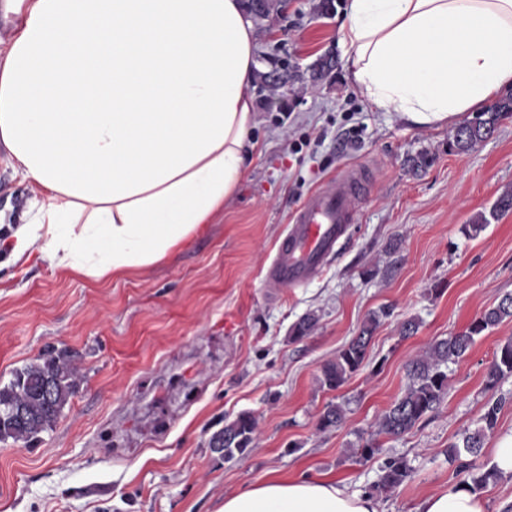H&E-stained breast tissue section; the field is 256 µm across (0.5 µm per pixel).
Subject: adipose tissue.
<instances>
[{
  "instance_id": "1",
  "label": "adipose tissue",
  "mask_w": 512,
  "mask_h": 512,
  "mask_svg": "<svg viewBox=\"0 0 512 512\" xmlns=\"http://www.w3.org/2000/svg\"><path fill=\"white\" fill-rule=\"evenodd\" d=\"M0 147L38 190L5 245L98 281L186 246L235 194L253 144L257 38L242 0H0ZM353 85L434 125L512 88V0H348ZM221 512H379L336 480L268 478ZM417 512H484L468 487Z\"/></svg>"
}]
</instances>
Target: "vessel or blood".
Returning <instances> with one entry per match:
<instances>
[{
  "label": "vessel or blood",
  "mask_w": 512,
  "mask_h": 512,
  "mask_svg": "<svg viewBox=\"0 0 512 512\" xmlns=\"http://www.w3.org/2000/svg\"><path fill=\"white\" fill-rule=\"evenodd\" d=\"M369 188L365 169L347 170L312 192L292 214L286 233L267 265L261 286L271 297L318 278L349 237L355 202Z\"/></svg>",
  "instance_id": "1"
}]
</instances>
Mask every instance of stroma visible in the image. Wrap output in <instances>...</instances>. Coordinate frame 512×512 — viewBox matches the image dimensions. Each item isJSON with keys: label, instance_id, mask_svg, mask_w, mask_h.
<instances>
[{"label": "stroma", "instance_id": "obj_1", "mask_svg": "<svg viewBox=\"0 0 512 512\" xmlns=\"http://www.w3.org/2000/svg\"><path fill=\"white\" fill-rule=\"evenodd\" d=\"M317 2L282 0L275 20L258 27L259 71L303 69L325 53L335 69L314 85H252L250 164L187 247L101 281L36 257L15 264L0 248V384L51 347L72 351L83 376L37 442L0 443V512H219L225 494L271 475L324 476L363 493L394 456L414 473L380 496L382 512H415L427 495L462 483L445 450L500 397L497 426L474 460L493 466L499 439L512 433V377L489 391L485 374L512 338V320L449 366L435 412L402 438L382 439L372 457L358 446L405 389L408 361L512 292V214L478 236L465 232L512 188V118L458 154L448 137L472 113L417 125L377 110L346 78L338 46L346 0L325 17ZM421 153L430 162L413 169ZM349 167L366 168L372 182L349 239L320 277L267 299L262 270L292 212ZM32 196L0 154V211L24 223ZM383 308L390 314L365 366L340 388H322L323 364ZM309 312L317 329L292 342V326ZM411 317L420 327L401 338ZM330 403L345 407L346 422L323 432L317 419ZM243 412L256 416L258 435L224 460L210 439Z\"/></svg>", "mask_w": 512, "mask_h": 512}]
</instances>
